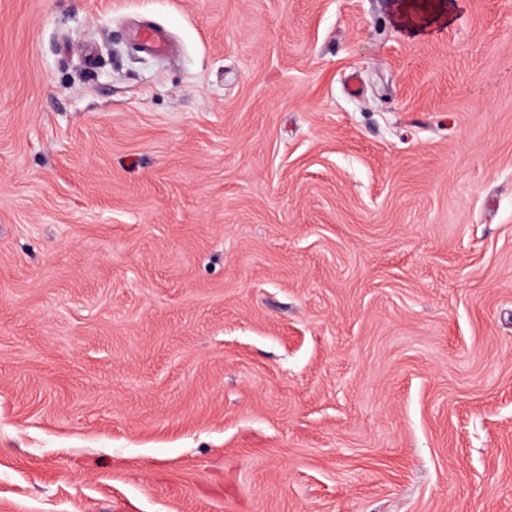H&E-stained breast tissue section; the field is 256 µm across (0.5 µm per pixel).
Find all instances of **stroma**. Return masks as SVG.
<instances>
[{
  "label": "stroma",
  "mask_w": 512,
  "mask_h": 512,
  "mask_svg": "<svg viewBox=\"0 0 512 512\" xmlns=\"http://www.w3.org/2000/svg\"><path fill=\"white\" fill-rule=\"evenodd\" d=\"M0 512H512V0H0Z\"/></svg>",
  "instance_id": "35a3bbf8"
}]
</instances>
